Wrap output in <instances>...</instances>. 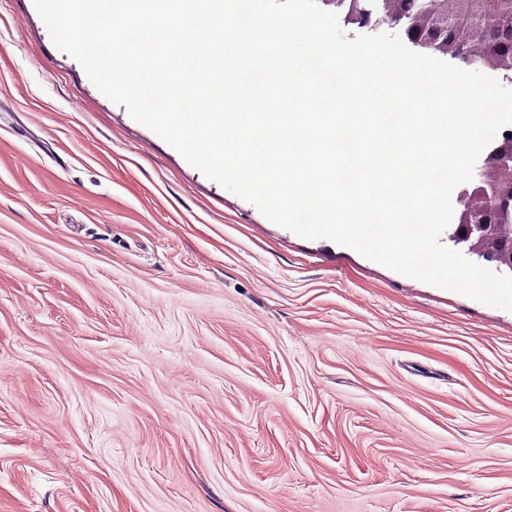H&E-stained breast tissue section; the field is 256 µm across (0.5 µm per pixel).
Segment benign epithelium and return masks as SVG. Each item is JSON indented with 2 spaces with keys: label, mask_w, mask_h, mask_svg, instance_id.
Wrapping results in <instances>:
<instances>
[{
  "label": "benign epithelium",
  "mask_w": 512,
  "mask_h": 512,
  "mask_svg": "<svg viewBox=\"0 0 512 512\" xmlns=\"http://www.w3.org/2000/svg\"><path fill=\"white\" fill-rule=\"evenodd\" d=\"M463 36L479 65L498 69V47L481 39L480 25L468 24ZM460 211L455 229L456 241L487 262L512 265V224H489L485 217L495 211L512 210V140L502 141L494 158L484 164L482 174L474 175L468 193L458 200Z\"/></svg>",
  "instance_id": "benign-epithelium-1"
}]
</instances>
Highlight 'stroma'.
Wrapping results in <instances>:
<instances>
[{"mask_svg": "<svg viewBox=\"0 0 512 512\" xmlns=\"http://www.w3.org/2000/svg\"><path fill=\"white\" fill-rule=\"evenodd\" d=\"M0 512H512V311L274 224L0 0Z\"/></svg>", "mask_w": 512, "mask_h": 512, "instance_id": "obj_1", "label": "stroma"}]
</instances>
